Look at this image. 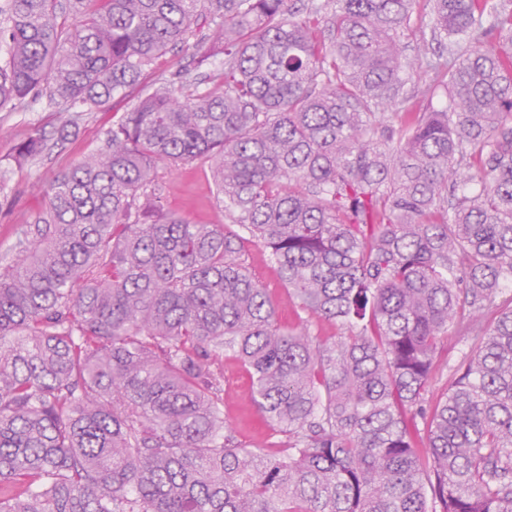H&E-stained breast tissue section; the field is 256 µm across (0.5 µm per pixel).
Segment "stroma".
<instances>
[{"label": "stroma", "instance_id": "35a3bbf8", "mask_svg": "<svg viewBox=\"0 0 512 512\" xmlns=\"http://www.w3.org/2000/svg\"><path fill=\"white\" fill-rule=\"evenodd\" d=\"M220 58L196 65L191 49L166 53L155 59L139 85L115 94L100 110L83 113L69 131H62V117L45 101L26 103L11 112H0V266L11 263L27 224L33 223L45 206L46 188L56 175L92 155L102 144L103 132L130 109L143 88L158 79H173L177 70L188 68L196 75L212 73ZM41 131L47 143L43 154L24 164H16V147L34 131ZM162 192L170 211L196 224H220L224 214L215 201V186L207 170L197 164L182 165L173 171H161ZM251 275L268 289L278 306L283 324L294 322V306L287 290L271 264L268 252L260 246L249 247L245 256ZM472 340L452 330L442 343L443 357L449 366L438 372L430 385L429 399L440 398L452 380L451 365L470 351ZM250 386L246 370L233 356L224 358V417L236 435L261 454L281 451V438L267 429L256 408L246 400Z\"/></svg>", "mask_w": 512, "mask_h": 512}]
</instances>
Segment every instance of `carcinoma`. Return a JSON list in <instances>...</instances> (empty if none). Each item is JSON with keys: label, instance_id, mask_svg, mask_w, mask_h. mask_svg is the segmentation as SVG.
<instances>
[{"label": "carcinoma", "instance_id": "1", "mask_svg": "<svg viewBox=\"0 0 512 512\" xmlns=\"http://www.w3.org/2000/svg\"><path fill=\"white\" fill-rule=\"evenodd\" d=\"M199 21L221 71L145 89L0 273V512H512V0H6L0 112H94ZM185 163L239 231L166 209ZM227 353L282 454L224 420ZM245 263L251 275L268 291L278 306L279 317L286 326L294 323V305L288 301L287 290L271 264L268 251L261 246H249ZM472 340L463 332L451 330L442 343L443 358L448 360V369L445 367L438 372L432 379L428 399L436 400L440 398L448 389V385L453 379L452 367L470 351Z\"/></svg>", "mask_w": 512, "mask_h": 512}]
</instances>
